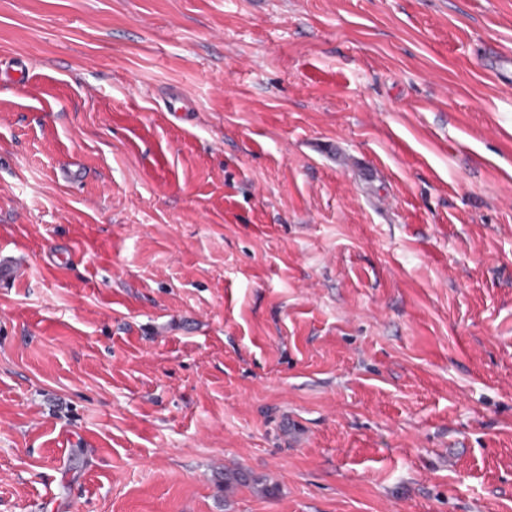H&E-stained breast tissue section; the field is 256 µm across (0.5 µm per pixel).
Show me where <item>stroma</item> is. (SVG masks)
<instances>
[{"label": "stroma", "instance_id": "1", "mask_svg": "<svg viewBox=\"0 0 512 512\" xmlns=\"http://www.w3.org/2000/svg\"><path fill=\"white\" fill-rule=\"evenodd\" d=\"M512 0H0V512H512Z\"/></svg>", "mask_w": 512, "mask_h": 512}]
</instances>
